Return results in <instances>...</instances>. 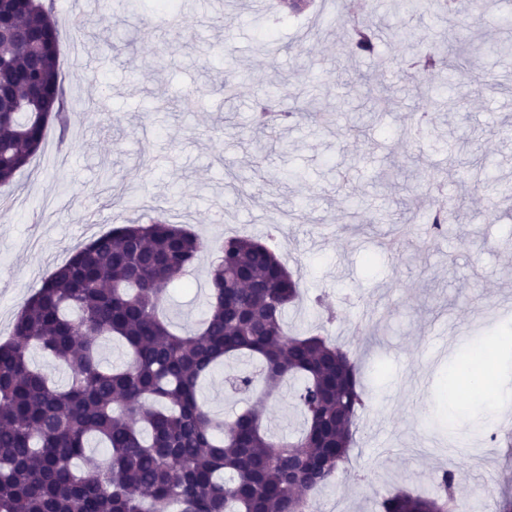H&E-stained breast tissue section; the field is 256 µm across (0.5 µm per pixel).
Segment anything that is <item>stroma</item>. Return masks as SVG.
Listing matches in <instances>:
<instances>
[{
    "instance_id": "35a3bbf8",
    "label": "stroma",
    "mask_w": 512,
    "mask_h": 512,
    "mask_svg": "<svg viewBox=\"0 0 512 512\" xmlns=\"http://www.w3.org/2000/svg\"><path fill=\"white\" fill-rule=\"evenodd\" d=\"M482 12L440 13L436 0L395 11L364 0L359 15L381 32L378 59L351 57L349 0L333 15L285 17L275 33L253 0H206L180 29H167L152 0L59 29V72L76 103L66 139L44 143L0 196V343L25 298L71 252L118 224L162 215L206 240L188 283L171 289L168 316L194 328L206 309L211 248L245 227L271 241L302 275L304 298L288 323H312L322 295L337 313L330 339L362 356L370 406L359 420L353 466L366 482L339 478L321 512H378L389 492L434 488L442 469L464 478L458 500L491 512L488 488L512 496V446L464 424L485 405L469 389L449 392L458 355L476 339L512 328V314L472 323L471 313L512 294V60L485 52L508 39L512 0ZM458 37L465 66L403 77L406 60ZM312 80L315 96L302 93ZM237 84L232 98L222 85ZM398 107L375 112L378 93ZM303 119L255 136L259 97ZM335 113L313 126L311 109ZM428 129L400 132L418 115ZM301 172L292 180L289 170ZM463 198L446 232L426 217ZM413 231L380 249L396 225Z\"/></svg>"
}]
</instances>
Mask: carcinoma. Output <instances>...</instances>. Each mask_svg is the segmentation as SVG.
I'll return each mask as SVG.
<instances>
[{
    "label": "carcinoma",
    "mask_w": 512,
    "mask_h": 512,
    "mask_svg": "<svg viewBox=\"0 0 512 512\" xmlns=\"http://www.w3.org/2000/svg\"><path fill=\"white\" fill-rule=\"evenodd\" d=\"M54 0H10L0 15L22 36H0V68L26 80L0 96V185L29 163L55 123L64 138L71 108L58 72ZM348 48L376 51V33L356 25ZM444 45L410 64L458 67ZM292 117L260 106L264 132ZM461 201L435 209V233L455 220ZM204 241L158 217L123 224L77 249L25 302L12 338L0 344V512H313L314 498L348 470L360 414L367 407L357 362L320 331H288V305L301 276L267 245L224 238L208 278L200 325L174 332L163 309L169 285L194 267ZM118 341L126 361L103 365L101 341ZM42 350L65 368L56 387L31 367ZM512 335L478 342L460 376H488ZM256 363L230 375L238 393L258 398L230 420L198 397L200 381L230 358ZM298 381L304 428L285 439L263 426L265 402ZM96 438L105 457L88 461ZM458 474L443 472L433 495L384 496L381 512H458Z\"/></svg>",
    "instance_id": "cac0c4a2"
}]
</instances>
